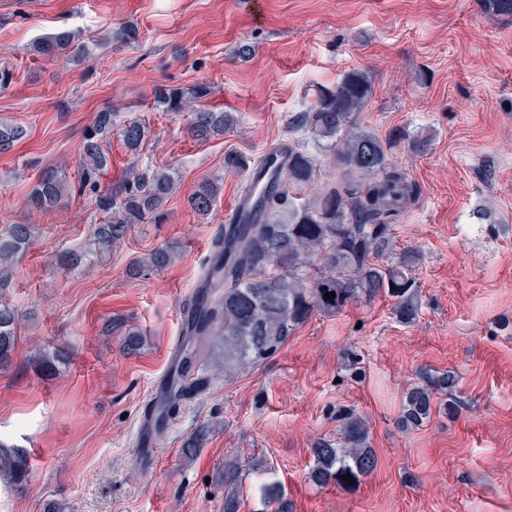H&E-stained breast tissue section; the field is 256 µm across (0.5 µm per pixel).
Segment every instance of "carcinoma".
Segmentation results:
<instances>
[{
  "instance_id": "carcinoma-1",
  "label": "carcinoma",
  "mask_w": 512,
  "mask_h": 512,
  "mask_svg": "<svg viewBox=\"0 0 512 512\" xmlns=\"http://www.w3.org/2000/svg\"><path fill=\"white\" fill-rule=\"evenodd\" d=\"M40 56L66 55L78 65L92 58L93 45L79 34L61 29L38 42ZM208 89L162 86L154 92V105L163 112L184 113L190 135L198 141L222 136L235 124L232 113L196 106ZM370 93L366 76L358 71L345 75L334 87L320 92L314 105L301 115L300 123L313 135L334 140L333 160L344 179L326 184L304 202L292 196L317 180L315 158L298 144L285 151L282 167L273 174L278 190L261 201L252 219L224 225L212 241L204 284L185 322V336L178 350L174 373L150 408L169 415L187 396L203 385L195 375L204 357L203 341L219 339L222 357L212 362L228 374L275 355L288 338L316 311L338 313L349 303L380 294L392 301V312L404 324L419 314L418 292L413 272L421 261L420 251L395 250L394 220L417 197L416 186L389 165L388 145L356 125L354 116ZM132 154L140 152L148 127L131 121L114 129L112 110L97 114L83 145L80 162L81 193L94 197L104 220L96 225L92 239L80 251L62 255L65 264L76 266L111 250L135 224L159 220L168 198L176 191L174 173L165 168L129 169L117 186L101 189L99 177L110 164L102 143L112 131ZM27 136L25 128L0 122V151L9 150ZM67 190L66 174L51 170L31 188L27 206L32 212L54 207ZM223 191L222 178L199 182L188 198L200 216L209 214ZM27 224H9L0 229V269L9 270L16 255L29 243ZM166 246L154 248L147 258L135 259L131 267L161 270L175 261ZM333 292L335 297L326 298ZM17 312L0 304V365L11 360L17 341ZM456 376L452 371L428 369L405 394L400 426L417 429L432 415L452 416L458 411L453 397ZM339 436L322 439L310 448L314 463L309 479L319 487L354 485L372 474L378 457L370 448L369 425L356 409H336ZM208 430L200 428L185 441L188 455L205 445ZM240 462L224 463V512H239ZM26 456L0 446V477L21 480ZM351 475L345 480L343 476ZM255 493L261 512H292L280 483L263 470H256Z\"/></svg>"
}]
</instances>
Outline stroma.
Wrapping results in <instances>:
<instances>
[{
    "label": "stroma",
    "instance_id": "stroma-1",
    "mask_svg": "<svg viewBox=\"0 0 512 512\" xmlns=\"http://www.w3.org/2000/svg\"><path fill=\"white\" fill-rule=\"evenodd\" d=\"M62 28L95 42L90 62L34 54ZM129 28L135 39L122 37ZM0 67L13 73L0 121L27 130L0 154V227H33L0 287V303L20 315L13 361L0 369V442L29 465L22 483L0 478V512H43L50 501L66 512H223L230 458L267 465L293 512H512V17L483 0H0ZM352 71L371 80L357 124L390 141L391 165L418 189L395 222L398 248L422 254L416 322L400 323L381 295L314 313L275 356L185 400L141 449L144 406L246 185L228 157L297 143L316 158L319 182L335 180L327 142L298 119ZM199 84L208 105L237 119L206 142L154 106L158 87ZM107 107L115 126L141 121L149 138L136 156L111 138L102 187L133 164L174 167L178 186L162 220L67 267L63 252L102 220L77 185L85 136ZM49 168L65 171L69 195L27 213ZM215 176L223 192L199 216L187 198ZM163 244L172 265L130 274ZM130 330L142 338L132 354ZM349 349L362 358L358 382L342 368ZM42 354L50 367L37 365ZM423 367L455 373L459 412L404 432L403 396ZM339 405L366 417L379 463L356 487L320 488L310 448L336 439ZM204 422V447L185 455Z\"/></svg>",
    "mask_w": 512,
    "mask_h": 512
}]
</instances>
